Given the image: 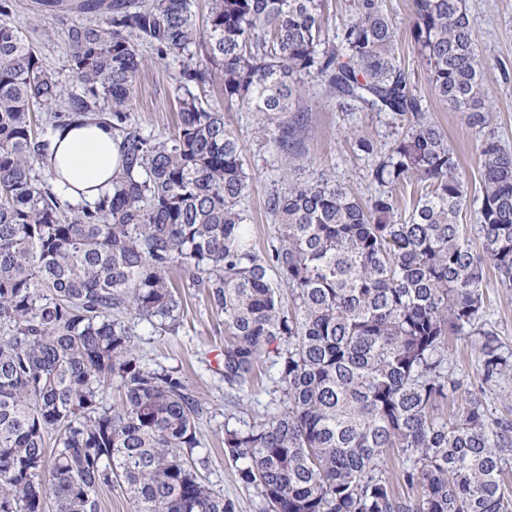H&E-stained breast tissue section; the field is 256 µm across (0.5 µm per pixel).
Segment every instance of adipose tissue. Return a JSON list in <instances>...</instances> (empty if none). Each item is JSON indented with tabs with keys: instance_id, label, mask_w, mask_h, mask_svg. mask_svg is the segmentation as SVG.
Here are the masks:
<instances>
[{
	"instance_id": "1",
	"label": "adipose tissue",
	"mask_w": 512,
	"mask_h": 512,
	"mask_svg": "<svg viewBox=\"0 0 512 512\" xmlns=\"http://www.w3.org/2000/svg\"><path fill=\"white\" fill-rule=\"evenodd\" d=\"M54 186L66 199L95 202L121 170L119 142L110 128L77 121L55 136L47 158Z\"/></svg>"
}]
</instances>
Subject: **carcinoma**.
<instances>
[{"label":"carcinoma","mask_w":512,"mask_h":512,"mask_svg":"<svg viewBox=\"0 0 512 512\" xmlns=\"http://www.w3.org/2000/svg\"><path fill=\"white\" fill-rule=\"evenodd\" d=\"M324 3L210 0L200 29L191 0H39L59 18L101 16L67 29L77 94L9 20L15 0H0V512H44L48 500L100 512L114 482L135 512H237L198 475L201 398L179 372L142 362L124 321L175 332V272L224 317L228 397L261 359L278 367L280 410L224 427V454L263 512L512 508V423L491 419L443 355L449 336H474L483 381L512 374V351L484 320L485 263L512 284V149L492 135L477 146V253L459 223L467 191L454 149L413 92L384 0H348L331 43ZM411 35L435 95L484 132L465 0H413ZM144 49L177 63L168 136L129 111ZM216 80L225 103L263 116L259 133L286 160L311 81L346 111L385 113L402 128L386 149L355 139L379 155L383 191L367 202L326 172L301 183L286 171L266 200L276 243L257 250L240 141L199 95ZM87 117L120 140L121 171L112 192L74 205L41 162L53 131ZM409 186L404 218L397 191ZM110 386L119 401L108 407ZM394 449L395 483L381 469Z\"/></svg>","instance_id":"carcinoma-1"}]
</instances>
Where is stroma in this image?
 Returning a JSON list of instances; mask_svg holds the SVG:
<instances>
[{
  "label": "stroma",
  "instance_id": "stroma-1",
  "mask_svg": "<svg viewBox=\"0 0 512 512\" xmlns=\"http://www.w3.org/2000/svg\"><path fill=\"white\" fill-rule=\"evenodd\" d=\"M36 0H16L12 22L20 27L39 49L47 68L54 71L67 88L80 90L67 61V22L51 18L35 9ZM473 39L480 51L483 80L488 101L493 108L490 128L503 143L512 147V0H465ZM388 13L399 28V53L411 73L414 88L426 116L440 125L454 147L468 185L463 223H472L481 206L480 174L477 166V136L460 113L448 108L433 93L427 78L428 66L418 54L410 34L411 0H385ZM171 70L147 56L130 102V110L146 128L161 135L171 134L177 114ZM305 121L297 129V167L292 175L302 181L312 179L319 171L335 176L362 200L374 198L380 191L371 177L374 157L357 150L355 134L372 138L377 145L389 144L394 136L387 115L375 112H348L335 101L323 97L318 89H310L304 102ZM224 117L243 144L246 168L253 179V190L243 207L253 229L259 250L274 243L277 227L267 220V197L284 187L276 153L263 146L256 134L258 116L237 106H223ZM487 321L501 343L512 349V288L503 287L494 268H487ZM184 303V320L177 333L158 335L145 321L130 319L135 341L147 362L179 370L200 396L204 413L198 424L200 445L197 457L206 461L203 480L212 489L235 501L237 512H260L262 502L256 490L242 485L236 476V465L224 454L222 439L225 426L237 428L252 423L258 416L275 411L273 383L276 368L262 362L256 371L251 392L239 404L227 400L224 378L217 373L215 356L224 346V326L207 305L202 289L189 281L179 283Z\"/></svg>",
  "mask_w": 512,
  "mask_h": 512
}]
</instances>
